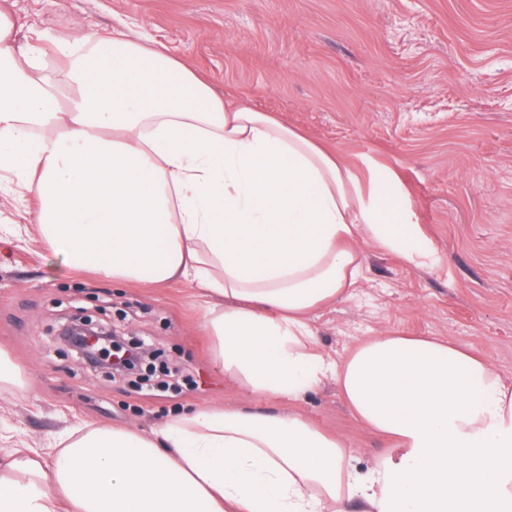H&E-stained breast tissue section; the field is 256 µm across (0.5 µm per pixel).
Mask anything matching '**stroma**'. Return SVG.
I'll return each mask as SVG.
<instances>
[{
    "label": "stroma",
    "mask_w": 512,
    "mask_h": 512,
    "mask_svg": "<svg viewBox=\"0 0 512 512\" xmlns=\"http://www.w3.org/2000/svg\"><path fill=\"white\" fill-rule=\"evenodd\" d=\"M18 34L130 30L163 46L224 98L248 101L336 153L364 191L410 209L412 263L376 242L354 294L313 327L328 355L382 332L435 336L478 352L512 384V0H0ZM0 349L26 374L0 389V455L48 453L86 425L151 431L178 410L234 404L303 415L365 470L387 444L335 381L294 403L240 389L214 370L188 284L124 286L69 270L0 195ZM105 314L165 352L163 386L90 376L52 342L68 315Z\"/></svg>",
    "instance_id": "obj_1"
}]
</instances>
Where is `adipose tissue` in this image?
I'll return each instance as SVG.
<instances>
[{"label":"adipose tissue","instance_id":"1","mask_svg":"<svg viewBox=\"0 0 512 512\" xmlns=\"http://www.w3.org/2000/svg\"><path fill=\"white\" fill-rule=\"evenodd\" d=\"M19 46L0 10V189L71 269L208 296L215 366L291 401L337 382L390 442L366 472L302 416L205 406L144 434L87 426L0 456V512H491L512 494V385L478 353L369 337L323 353L316 311L349 296L375 240L415 261L411 214L365 197L339 158L230 103L143 36Z\"/></svg>","mask_w":512,"mask_h":512}]
</instances>
